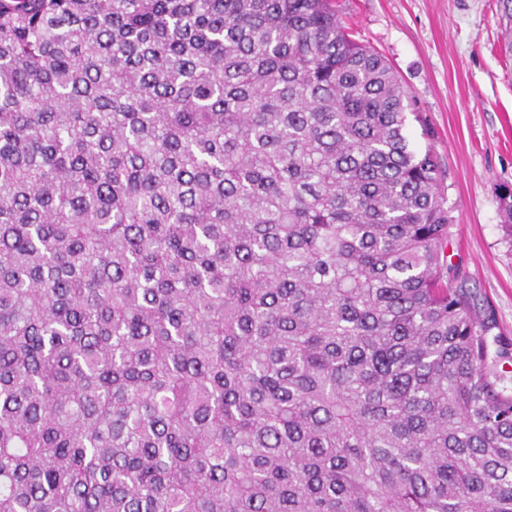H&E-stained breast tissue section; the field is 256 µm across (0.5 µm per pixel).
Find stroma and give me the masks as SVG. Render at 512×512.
<instances>
[{
    "label": "stroma",
    "instance_id": "35a3bbf8",
    "mask_svg": "<svg viewBox=\"0 0 512 512\" xmlns=\"http://www.w3.org/2000/svg\"><path fill=\"white\" fill-rule=\"evenodd\" d=\"M339 2L356 39L390 60L427 115L448 170V254L512 338V241L499 203L500 185L512 184V0Z\"/></svg>",
    "mask_w": 512,
    "mask_h": 512
}]
</instances>
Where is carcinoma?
<instances>
[{
  "instance_id": "cac0c4a2",
  "label": "carcinoma",
  "mask_w": 512,
  "mask_h": 512,
  "mask_svg": "<svg viewBox=\"0 0 512 512\" xmlns=\"http://www.w3.org/2000/svg\"><path fill=\"white\" fill-rule=\"evenodd\" d=\"M410 109L332 0H0V512H512Z\"/></svg>"
}]
</instances>
